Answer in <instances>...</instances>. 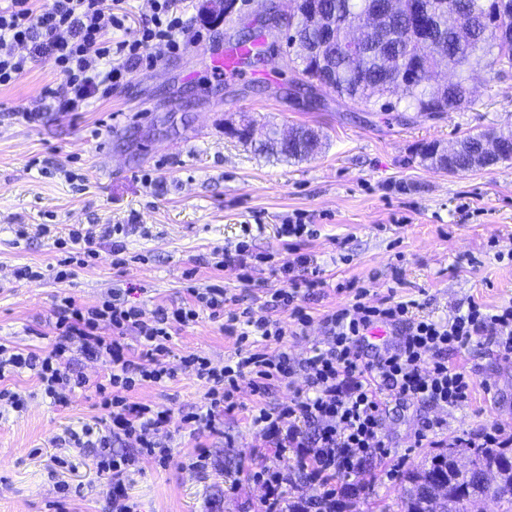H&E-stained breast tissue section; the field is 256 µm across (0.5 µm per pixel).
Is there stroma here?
Instances as JSON below:
<instances>
[{
    "mask_svg": "<svg viewBox=\"0 0 512 512\" xmlns=\"http://www.w3.org/2000/svg\"><path fill=\"white\" fill-rule=\"evenodd\" d=\"M285 2L238 0L236 12L216 22L203 16L202 0H175V10L203 41L178 56L157 51L153 68L134 72L85 112L54 109L48 93L61 80L47 64L0 87V340L49 350L61 297L93 305L113 288L131 289V302L148 316L185 301L190 285L221 286L240 306L261 308L267 292L284 287L281 275L260 266L252 283L243 284L237 271L215 268L213 252L235 246L250 225L255 250L286 263L293 254L277 229L297 211L317 227V237L301 250L324 269L326 285L305 300L313 316L306 331L281 342L294 360L325 341L324 314L348 301L336 290L343 282L365 286L374 301L390 295L417 301L424 313L441 318L471 300L489 307L512 302V160L452 174L428 166L419 154L427 143L449 149L469 134L512 129V73L445 71L447 80L466 79L474 105L433 119L411 112L387 119L369 105L338 100L325 87L298 89V63L282 31L268 21L269 7ZM242 32L258 36L263 50L256 76L210 70L205 51H218ZM34 106L42 118L30 126L19 114ZM245 120L259 133L271 124L284 131L309 126L320 132L323 147L302 161L264 155L228 135V127ZM68 171L78 181L66 180ZM39 224L53 225L52 236L17 237L20 226ZM73 224L130 225L125 264L113 265L107 240L90 266L54 279L48 273L60 257L54 240ZM23 266L44 275L16 279ZM236 350L235 337L200 315L172 337L167 363L174 378L132 397L175 412L202 406L205 388L181 369V357L198 353L220 365ZM449 363L474 379L467 402L451 410L389 403L381 434L392 443V455L372 459L356 476L369 493L370 512L400 497L398 463L410 468L430 456V447L412 445L427 419L445 420L436 435L445 443L493 427L512 431V360L483 342L450 355ZM0 386L27 398L23 412L0 418V512H50L62 482L81 490L68 499V512H108L94 451L59 443L66 431L101 417L95 396L78 391L67 406L53 405L28 371ZM305 390L299 374L269 381L260 397L242 390V406L225 413L220 436L174 423L170 458L144 461L131 479L138 512H263L269 489L257 472L287 471L302 451L270 447L251 414L276 410ZM228 436L234 448L226 447ZM200 447L214 462L203 475L188 466ZM228 456L241 462V472L225 471Z\"/></svg>",
    "mask_w": 512,
    "mask_h": 512,
    "instance_id": "1",
    "label": "stroma"
}]
</instances>
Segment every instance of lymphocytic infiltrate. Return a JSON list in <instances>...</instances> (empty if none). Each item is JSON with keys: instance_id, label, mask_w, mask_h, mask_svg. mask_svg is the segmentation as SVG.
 Listing matches in <instances>:
<instances>
[{"instance_id": "lymphocytic-infiltrate-1", "label": "lymphocytic infiltrate", "mask_w": 512, "mask_h": 512, "mask_svg": "<svg viewBox=\"0 0 512 512\" xmlns=\"http://www.w3.org/2000/svg\"><path fill=\"white\" fill-rule=\"evenodd\" d=\"M148 4L146 24L133 36L116 41L110 30L123 26L124 16L115 0H51L41 8L35 0H8L0 7V86L14 83L45 60L62 78L60 90L54 93L58 111L82 112L135 69L153 67L155 48L178 55L202 40V33L175 11L173 0H148ZM125 232L121 224L99 229L72 226L58 241L67 255L53 269L54 278L71 277L72 265L98 256L105 239H112L113 253L121 254L125 246L119 237ZM278 234L296 257L280 269L287 287L270 292L262 311L231 308L223 288L192 287L187 303L159 309L148 318L115 289L92 306L61 298L55 310L57 340L49 351H27L0 342V380L29 370L43 395L57 405L66 404L69 394L78 390L99 396L104 418L68 432L63 443L97 449V469L107 488L110 512H136L129 493L131 474L138 472L144 458L163 459L171 451V411L134 401L130 394L137 386L173 378L165 363L173 332L194 323L200 314L221 322L239 348L236 360L221 367L203 355L183 358V366L192 369L206 389L204 405L185 413L183 423L202 434H223L224 415L236 408L241 387L259 393L269 380L303 372L305 394L275 412L260 411L253 422L275 447L303 449L313 462L314 481L327 495L335 491L329 474L352 475L370 458L390 456L391 444L381 434L387 399L453 408L467 398L473 382L465 370L449 366V354L483 340L512 359V302L490 308L472 300L442 319L417 314L413 300L388 296L369 302L366 288L353 282L337 284V291L349 293L351 299L324 315L327 340L304 361L293 360L281 349L258 350L257 341L278 343L287 334L272 317L277 309L289 311L295 329L306 328L311 316L302 303L304 292L325 283L320 265L299 251L303 240L315 234L303 214L286 220ZM382 326L400 328V338L374 359H364L360 343L370 330ZM130 332L143 347L142 361L133 360L125 342ZM77 352L101 362L105 377L73 372L70 361ZM116 440L130 445V452L114 454Z\"/></svg>"}]
</instances>
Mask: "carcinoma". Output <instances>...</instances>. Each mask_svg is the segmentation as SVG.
<instances>
[{
	"instance_id": "carcinoma-1",
	"label": "carcinoma",
	"mask_w": 512,
	"mask_h": 512,
	"mask_svg": "<svg viewBox=\"0 0 512 512\" xmlns=\"http://www.w3.org/2000/svg\"><path fill=\"white\" fill-rule=\"evenodd\" d=\"M438 12L442 37L429 46L420 44L416 15L410 0L396 16V27L374 28L368 41L355 51L346 49L350 31L367 12L366 0H319L321 18L334 26L336 38L318 39L319 29L301 24L293 6L284 16L285 41L296 49L300 87L322 85L345 103L379 106L381 112L412 110L431 116L443 115L474 102L473 92L463 80L435 86L444 67L461 69L485 64L497 77L512 72V15L498 17L501 0H429ZM309 127L289 131L287 142L269 140L259 144L261 153L288 160H301L319 147L307 137ZM499 140L501 160L512 159V130H489L468 135L458 142L451 163L443 166L432 157V145L421 150L423 160L436 169L466 172L486 163L484 142ZM312 464L299 461L288 468V512H307L312 497L303 493ZM492 476L503 512H512V448H453L432 455L424 464L401 473L403 493L396 509L386 512H467L472 498L487 490ZM366 495L363 485L340 478L336 497L316 499V512H361Z\"/></svg>"
}]
</instances>
